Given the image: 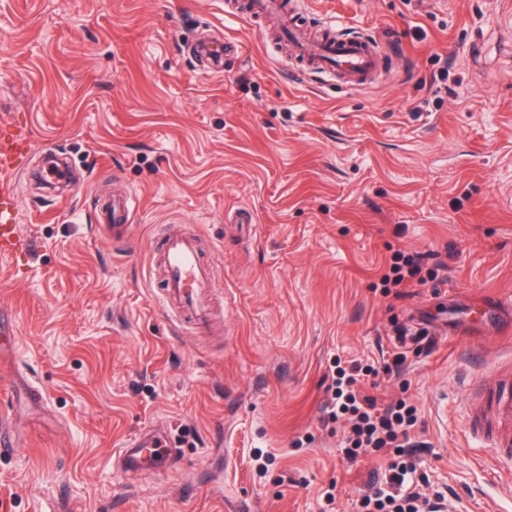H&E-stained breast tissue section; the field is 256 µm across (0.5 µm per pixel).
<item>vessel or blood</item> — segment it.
<instances>
[{
  "label": "vessel or blood",
  "mask_w": 512,
  "mask_h": 512,
  "mask_svg": "<svg viewBox=\"0 0 512 512\" xmlns=\"http://www.w3.org/2000/svg\"><path fill=\"white\" fill-rule=\"evenodd\" d=\"M248 12L260 24L277 23L287 27L295 53L306 58L316 74L356 87L373 81L381 69L378 45L366 37L351 35L333 42L309 40L304 34L303 21L287 0H251ZM27 143V138L19 135L8 142L0 140V256L16 251L21 245L16 178L25 172L22 160L29 152ZM135 210L136 202L130 195L115 197L104 205V221L110 224L113 238L124 237ZM159 270L161 306L177 309L191 328L209 330L213 324L207 301L212 286L211 272L199 256L196 237L180 234L165 237ZM481 392L491 399L493 415L499 425L494 443L496 457L500 462L511 463L512 369L502 368L496 382L482 387ZM156 445V436L149 432L127 440L118 451L123 470L135 474L157 467L153 452Z\"/></svg>",
  "instance_id": "b4317fda"
}]
</instances>
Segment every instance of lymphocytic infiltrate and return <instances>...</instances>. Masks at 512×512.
Here are the masks:
<instances>
[{"label":"lymphocytic infiltrate","instance_id":"f902f5d3","mask_svg":"<svg viewBox=\"0 0 512 512\" xmlns=\"http://www.w3.org/2000/svg\"><path fill=\"white\" fill-rule=\"evenodd\" d=\"M413 345L430 349L435 342L424 333L403 330L381 364L352 359L331 371L322 426L346 422L341 446L349 463L373 453L383 457L382 466L370 471L358 494L357 512H448L446 491L426 495L416 489L420 461L410 433L418 423L417 407L402 399L382 403L375 394L379 374L403 373Z\"/></svg>","mask_w":512,"mask_h":512}]
</instances>
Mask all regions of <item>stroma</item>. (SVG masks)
I'll return each mask as SVG.
<instances>
[{
    "mask_svg": "<svg viewBox=\"0 0 512 512\" xmlns=\"http://www.w3.org/2000/svg\"><path fill=\"white\" fill-rule=\"evenodd\" d=\"M304 8L379 42L378 77L312 82L219 0H0V134H27L32 168L50 149L72 164L61 188L24 180L26 248L0 258L17 326L0 344L15 435L0 512H322L329 489L332 512H356L378 461L350 465L322 427L325 375L380 358L402 326L437 342L377 379L379 399L419 410V492L512 512V468L470 428L472 384L512 363V322L481 317L512 304V0ZM200 40L234 46L223 73ZM127 192L138 212L116 243L96 210ZM165 226L213 267L208 333L158 307ZM397 251L438 254L444 281L384 294ZM153 425L177 459L123 473L119 442Z\"/></svg>",
    "mask_w": 512,
    "mask_h": 512,
    "instance_id": "1",
    "label": "stroma"
}]
</instances>
